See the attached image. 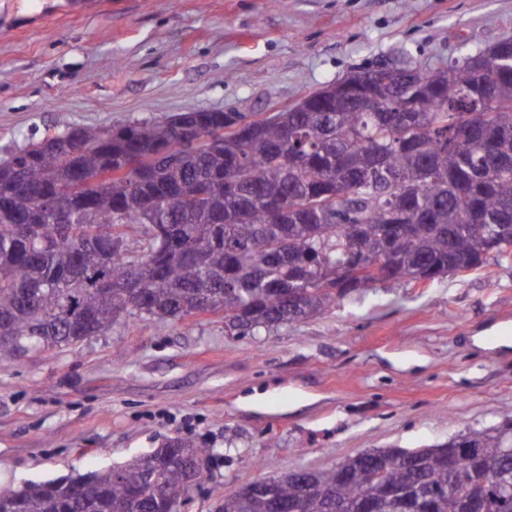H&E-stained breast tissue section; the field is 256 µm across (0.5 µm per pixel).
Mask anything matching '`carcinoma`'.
<instances>
[{
    "mask_svg": "<svg viewBox=\"0 0 512 512\" xmlns=\"http://www.w3.org/2000/svg\"><path fill=\"white\" fill-rule=\"evenodd\" d=\"M473 55L431 73L409 57L397 84L358 68L351 100L338 84L313 103L255 121L256 113L183 112L163 121L65 126L0 159V343L3 359L72 343L74 325L95 334L121 319L188 321L195 306L224 313L243 333L327 312L376 284L349 281L345 250L358 239L389 256V282L436 278L512 253L492 245L512 220V57L493 64L485 96L473 93ZM469 106L475 117L457 111ZM224 140H211L218 130ZM509 164L487 175L488 152ZM404 224L407 231L395 232ZM454 468L440 448L358 453L279 483L305 512H512V441L501 429L462 434ZM172 438L117 468L72 480L0 488L7 512H178L201 480ZM222 512H274L272 498L224 496Z\"/></svg>",
    "mask_w": 512,
    "mask_h": 512,
    "instance_id": "cac0c4a2",
    "label": "carcinoma"
}]
</instances>
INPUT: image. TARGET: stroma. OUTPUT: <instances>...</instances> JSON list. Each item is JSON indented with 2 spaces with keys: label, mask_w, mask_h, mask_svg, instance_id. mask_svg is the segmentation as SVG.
<instances>
[{
  "label": "stroma",
  "mask_w": 512,
  "mask_h": 512,
  "mask_svg": "<svg viewBox=\"0 0 512 512\" xmlns=\"http://www.w3.org/2000/svg\"><path fill=\"white\" fill-rule=\"evenodd\" d=\"M512 38V0H0V158L63 126L271 112L379 58L436 71ZM512 262L378 283L246 335L220 317L0 362V486L204 448L179 512L372 449L432 448L512 408Z\"/></svg>",
  "instance_id": "1"
}]
</instances>
